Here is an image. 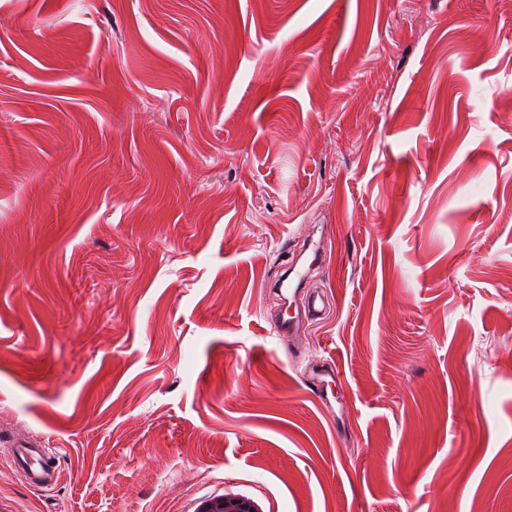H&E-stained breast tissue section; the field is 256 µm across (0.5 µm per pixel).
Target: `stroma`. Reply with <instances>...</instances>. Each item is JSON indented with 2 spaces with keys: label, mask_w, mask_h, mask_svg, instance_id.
Listing matches in <instances>:
<instances>
[{
  "label": "stroma",
  "mask_w": 512,
  "mask_h": 512,
  "mask_svg": "<svg viewBox=\"0 0 512 512\" xmlns=\"http://www.w3.org/2000/svg\"><path fill=\"white\" fill-rule=\"evenodd\" d=\"M509 87L512 0H0V512H512ZM13 462L21 469L26 482L39 488H50L54 484L52 456L47 448L36 445L14 444ZM237 501V504H234ZM197 512H262L255 501L250 498L225 494L204 500Z\"/></svg>",
  "instance_id": "stroma-1"
}]
</instances>
